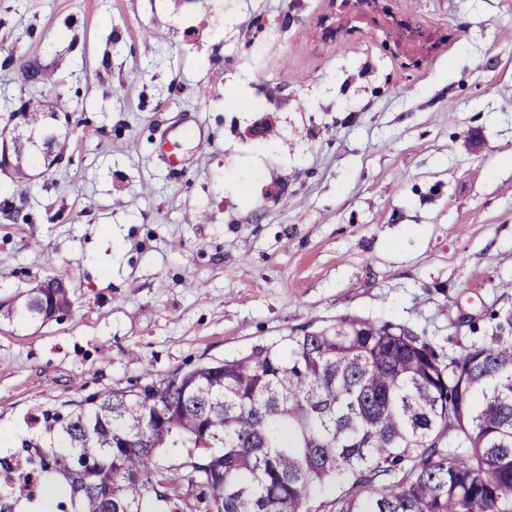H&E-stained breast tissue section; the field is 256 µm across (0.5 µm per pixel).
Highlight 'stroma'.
<instances>
[{"instance_id": "1", "label": "stroma", "mask_w": 512, "mask_h": 512, "mask_svg": "<svg viewBox=\"0 0 512 512\" xmlns=\"http://www.w3.org/2000/svg\"><path fill=\"white\" fill-rule=\"evenodd\" d=\"M333 2L0 0V101L66 145L0 167V300L59 278L74 301L0 321L1 456L36 408L295 328L389 321L459 353L512 317V0H397L448 36L415 73L367 33L313 52ZM260 86L277 104L248 109Z\"/></svg>"}]
</instances>
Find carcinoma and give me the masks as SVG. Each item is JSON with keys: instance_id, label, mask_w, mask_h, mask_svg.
Segmentation results:
<instances>
[{"instance_id": "carcinoma-1", "label": "carcinoma", "mask_w": 512, "mask_h": 512, "mask_svg": "<svg viewBox=\"0 0 512 512\" xmlns=\"http://www.w3.org/2000/svg\"><path fill=\"white\" fill-rule=\"evenodd\" d=\"M72 307L51 279L0 301V319ZM30 421L0 456V512L50 482L45 512H512V336L450 354L344 317Z\"/></svg>"}]
</instances>
